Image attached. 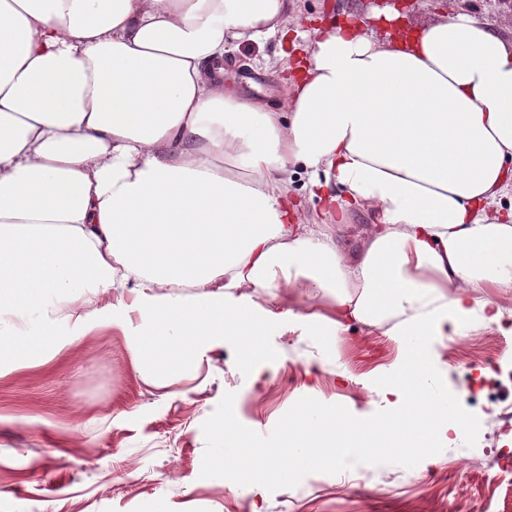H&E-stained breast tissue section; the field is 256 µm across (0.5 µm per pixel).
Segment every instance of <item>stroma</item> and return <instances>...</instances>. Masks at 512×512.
<instances>
[{"label": "stroma", "instance_id": "35a3bbf8", "mask_svg": "<svg viewBox=\"0 0 512 512\" xmlns=\"http://www.w3.org/2000/svg\"><path fill=\"white\" fill-rule=\"evenodd\" d=\"M371 0H299L298 19L333 24L362 16ZM296 34L268 36L226 56L238 98L253 79L282 102ZM267 358L243 368L238 346L217 340L174 370L168 358H139L124 330L98 326L51 360L0 377V512H512V335L474 316L453 336L430 337L440 389L480 399L471 427L429 459L392 454L381 467L347 459L330 470L295 468L254 487L214 475L226 406L253 446L276 448L300 403L387 421L380 389L401 366L402 344L387 328L353 322L335 336L294 324L269 330ZM470 464L457 465L460 455Z\"/></svg>", "mask_w": 512, "mask_h": 512}]
</instances>
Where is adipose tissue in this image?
Returning a JSON list of instances; mask_svg holds the SVG:
<instances>
[{"label":"adipose tissue","mask_w":512,"mask_h":512,"mask_svg":"<svg viewBox=\"0 0 512 512\" xmlns=\"http://www.w3.org/2000/svg\"><path fill=\"white\" fill-rule=\"evenodd\" d=\"M297 0H0V374L46 361L96 325L120 288L149 324L135 348L190 363L214 338L251 367L267 331L345 320L390 324L404 345L384 396L388 424L301 404L265 463L226 408L216 468L249 483L297 462L380 465L425 453L467 413H448L429 337L502 325L483 288L512 291V40L467 10L414 25L395 7L308 33L285 111L242 102L225 54L289 32ZM242 162L251 178L224 173ZM308 174L335 225L295 223L289 167ZM365 211L354 253L336 226ZM188 288L177 301L171 289ZM332 300L317 321L269 305L290 289ZM265 303H258V296Z\"/></svg>","instance_id":"1"}]
</instances>
